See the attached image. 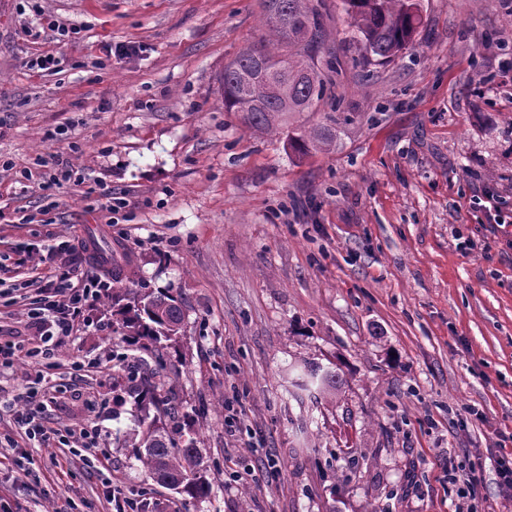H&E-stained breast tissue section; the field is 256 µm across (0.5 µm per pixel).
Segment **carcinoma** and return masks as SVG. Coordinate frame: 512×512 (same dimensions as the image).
<instances>
[{
    "mask_svg": "<svg viewBox=\"0 0 512 512\" xmlns=\"http://www.w3.org/2000/svg\"><path fill=\"white\" fill-rule=\"evenodd\" d=\"M348 33L357 44L364 66L393 61L412 47L422 25L418 0H343ZM267 43L243 48L220 76L224 107L244 112L253 125L273 126L283 113L316 112L333 85L339 60L323 51L325 0H261ZM329 125L314 129L297 126L288 133V145L300 155L328 152L336 147L331 125L340 117L326 115ZM112 262V316L131 346L156 351L174 349L184 324L181 302L170 291L134 288L122 277L127 258L110 249L100 250ZM133 382V393L145 411L132 448L146 476L176 493L195 500L210 495V483L201 468L193 441L178 445L150 416L164 405L161 389ZM342 378L335 367L307 364L291 381L298 391L334 395Z\"/></svg>",
    "mask_w": 512,
    "mask_h": 512,
    "instance_id": "1",
    "label": "carcinoma"
}]
</instances>
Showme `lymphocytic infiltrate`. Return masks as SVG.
Returning a JSON list of instances; mask_svg holds the SVG:
<instances>
[{
    "instance_id": "lymphocytic-infiltrate-1",
    "label": "lymphocytic infiltrate",
    "mask_w": 512,
    "mask_h": 512,
    "mask_svg": "<svg viewBox=\"0 0 512 512\" xmlns=\"http://www.w3.org/2000/svg\"><path fill=\"white\" fill-rule=\"evenodd\" d=\"M72 249L70 242L63 241L41 257L46 272L27 312V324L33 336L17 342L0 340V367L10 368L24 363L35 368L37 378H44L58 365V349L63 339L89 327L87 310L111 289L112 278L99 272L78 281L72 280L70 270L56 264L58 258ZM26 400L27 408L16 411L15 416L28 439L56 449L62 459H76L95 470L107 467L108 461L99 451L98 428L93 422L58 428L36 412V405L42 402L38 389L28 390Z\"/></svg>"
}]
</instances>
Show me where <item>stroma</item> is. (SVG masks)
I'll return each mask as SVG.
<instances>
[{"instance_id":"35a3bbf8","label":"stroma","mask_w":512,"mask_h":512,"mask_svg":"<svg viewBox=\"0 0 512 512\" xmlns=\"http://www.w3.org/2000/svg\"><path fill=\"white\" fill-rule=\"evenodd\" d=\"M24 4L0 0V295L64 240L98 272L90 224L136 286L177 295L178 349L142 364L189 415L212 492L155 483L124 447L142 409L102 299L60 349L46 413L93 419L109 467L56 480L12 413L34 372L1 369L0 512H108L114 491L146 512H451L449 474L512 431V0H420L413 49L367 70L328 0L345 120L307 156L288 128L323 113L272 132L224 108L225 64L265 35L259 0H40L37 27ZM46 53L56 69L27 68ZM59 159L84 182L44 189ZM108 190L127 201L112 226L89 208ZM307 363L340 366L336 397L292 396Z\"/></svg>"}]
</instances>
